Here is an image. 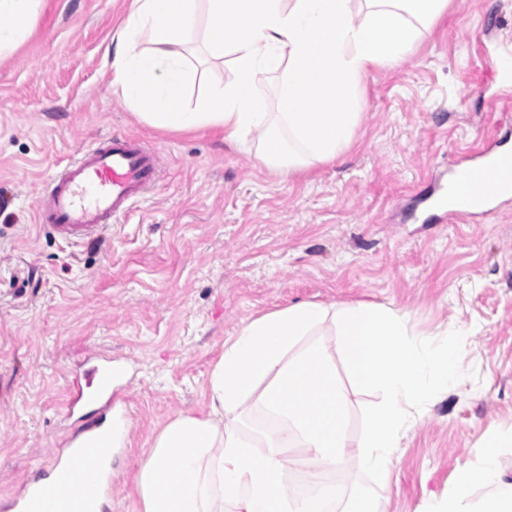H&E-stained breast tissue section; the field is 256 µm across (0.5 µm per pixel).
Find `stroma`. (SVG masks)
<instances>
[{"instance_id": "35a3bbf8", "label": "stroma", "mask_w": 512, "mask_h": 512, "mask_svg": "<svg viewBox=\"0 0 512 512\" xmlns=\"http://www.w3.org/2000/svg\"><path fill=\"white\" fill-rule=\"evenodd\" d=\"M131 0H43L0 60V512L98 420L69 411L72 375L111 360L128 444L106 512H140L133 475L174 417L207 409L209 373L242 321L298 302L386 305L462 350L459 386L409 429L387 512H429L488 434L512 427V197L451 224L424 196L506 122L512 0H451L403 60L375 70L341 161L281 173L213 131L140 122L104 49ZM191 44L197 99L233 78ZM114 134L156 149L163 175L94 238L38 224L45 181Z\"/></svg>"}]
</instances>
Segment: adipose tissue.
<instances>
[{"label":"adipose tissue","instance_id":"ef3b65f1","mask_svg":"<svg viewBox=\"0 0 512 512\" xmlns=\"http://www.w3.org/2000/svg\"><path fill=\"white\" fill-rule=\"evenodd\" d=\"M40 4L0 0V59L29 36ZM447 7L448 0H132L112 38V84L152 128L217 129L241 148L257 137L261 165L298 172L343 156L361 120L363 81L403 59ZM145 32L147 49L139 44ZM196 36L209 60L230 58L234 77L191 106L184 93L197 70L187 45ZM271 75L281 78L276 112L257 91ZM330 336L354 384L377 397L355 445ZM459 379L453 343L415 337L403 315L384 306L300 302L247 319L210 372L207 413L169 421L141 464V512H321L318 500L288 495L287 468L312 477L353 458L378 488L353 485L340 512H385L416 411ZM252 407L273 428L246 435ZM511 447L512 429L491 432L479 465L458 472L434 512H512V477L499 464ZM479 487L489 494L477 502Z\"/></svg>","mask_w":512,"mask_h":512}]
</instances>
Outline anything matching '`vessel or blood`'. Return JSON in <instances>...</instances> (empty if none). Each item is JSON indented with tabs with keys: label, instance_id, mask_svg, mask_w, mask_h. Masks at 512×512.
Returning <instances> with one entry per match:
<instances>
[{
	"label": "vessel or blood",
	"instance_id": "vessel-or-blood-1",
	"mask_svg": "<svg viewBox=\"0 0 512 512\" xmlns=\"http://www.w3.org/2000/svg\"><path fill=\"white\" fill-rule=\"evenodd\" d=\"M505 143V138L495 139L478 161L454 165L449 189L432 198V207L457 223L478 214L485 202L501 198L503 185L512 186V160H499ZM160 164L158 151L127 136H111L53 176L39 219L63 240L92 237L103 224L144 199ZM116 386L117 376L105 364L93 389L73 384L69 397L72 404L109 411ZM66 446L67 453L53 463V487L23 486L12 501L14 512H100L102 500L110 495L115 449L111 431L90 426L69 438Z\"/></svg>",
	"mask_w": 512,
	"mask_h": 512
}]
</instances>
